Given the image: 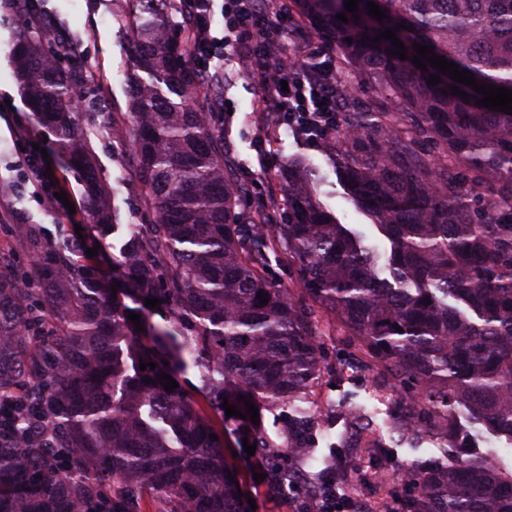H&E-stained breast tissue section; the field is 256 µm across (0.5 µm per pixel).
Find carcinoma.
Instances as JSON below:
<instances>
[{
	"mask_svg": "<svg viewBox=\"0 0 512 512\" xmlns=\"http://www.w3.org/2000/svg\"><path fill=\"white\" fill-rule=\"evenodd\" d=\"M366 2L353 14L345 0H292L336 48L340 129L323 145L389 241L390 277L379 252L322 208L299 158L288 159V212L267 224L273 200L253 216L237 211L249 188L224 155L219 113L202 111L197 74L181 63L182 30L163 14L134 27L135 66L147 78L129 101L132 150L158 223L138 225L112 266L130 296L161 301L166 324L145 319L136 330L78 239L59 247L38 225H16L31 264L0 252V512H142L147 498L154 512H246L212 422L157 375L202 368L223 417L225 401L243 414L247 400L288 406L276 440L230 417L285 470L294 457L281 449L311 438L307 399L327 370L329 329L366 358L380 390L410 389L392 402L390 426L401 435L458 448L463 415L512 444V115L411 62L413 43L426 44L477 84L512 90V0H373L387 15L381 22ZM387 28L406 59L377 40ZM51 37L24 28L19 79L102 231L112 221L109 193L75 106L86 72L62 43L44 52ZM432 75L440 82L429 84ZM362 86L379 103L347 111L350 90ZM282 255L286 286L270 274L271 257ZM346 466L335 456L321 500ZM403 480L413 488L404 512H512V474L483 457L411 468Z\"/></svg>",
	"mask_w": 512,
	"mask_h": 512,
	"instance_id": "cac0c4a2",
	"label": "carcinoma"
}]
</instances>
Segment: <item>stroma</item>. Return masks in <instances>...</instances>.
Masks as SVG:
<instances>
[{
	"label": "stroma",
	"instance_id": "1",
	"mask_svg": "<svg viewBox=\"0 0 512 512\" xmlns=\"http://www.w3.org/2000/svg\"><path fill=\"white\" fill-rule=\"evenodd\" d=\"M33 7L43 14L55 36L54 41L45 42V50H53L58 40L68 43L91 80L89 89L80 94L81 124L92 131L90 148L109 188L116 220L104 238L110 245L108 253L92 256L90 263L108 280L112 277L109 257L126 246L131 226L155 218L143 204L146 189L138 177L130 141L115 140L110 134L112 124L128 123L127 101L134 77L131 29L144 13L139 0H33ZM24 16L23 10L0 8V184L11 188L9 194L0 196V210L7 212L9 223L42 225L46 237L55 243L82 233L86 247L91 248L103 238L88 225L83 186L65 166L51 129L33 120L16 75L14 47ZM261 94L257 80L240 74L235 64L225 63L218 103L230 105L232 112L224 117V151L233 161L237 177L251 186L249 195L240 201V210L252 211L265 196L282 193L286 162L299 157L317 171L316 197L337 223L361 231L368 243L387 249L389 243L371 216L355 205L338 182L322 146L310 145L291 131L280 132L272 140L259 134L252 107ZM40 144L51 162L47 178L54 191L65 192V200L50 198L40 187L46 177L26 164ZM324 344L327 363L344 368L345 373L340 377L324 375L314 405L335 402L340 415L357 409L367 414L372 424L368 447L346 451L350 476L336 503L344 507L356 500L366 503L369 512H402L408 487L399 477L400 469L453 462L459 451L439 449L437 441L427 438L417 442L402 438L388 423L389 402L374 393L371 369L349 356L344 337L327 338ZM214 426L223 434L226 453L233 456L244 494L256 502L255 512H295L298 493L271 496L266 483L254 479L265 471L261 454H247L236 435L225 432L222 421H215Z\"/></svg>",
	"mask_w": 512,
	"mask_h": 512
}]
</instances>
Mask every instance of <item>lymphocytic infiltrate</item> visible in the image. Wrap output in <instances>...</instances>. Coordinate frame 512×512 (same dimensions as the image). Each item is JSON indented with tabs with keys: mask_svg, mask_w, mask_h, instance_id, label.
Instances as JSON below:
<instances>
[{
	"mask_svg": "<svg viewBox=\"0 0 512 512\" xmlns=\"http://www.w3.org/2000/svg\"><path fill=\"white\" fill-rule=\"evenodd\" d=\"M235 13L224 19V35L215 38L209 13L211 0H179L177 11L188 35L199 72L209 75L211 61L232 58L241 73L259 81L263 93L252 112L267 136L292 129L311 143L324 141L336 125V85L324 80L330 61L309 49L286 55L284 28L291 17L286 0L274 7L261 0H232Z\"/></svg>",
	"mask_w": 512,
	"mask_h": 512,
	"instance_id": "lymphocytic-infiltrate-1",
	"label": "lymphocytic infiltrate"
}]
</instances>
